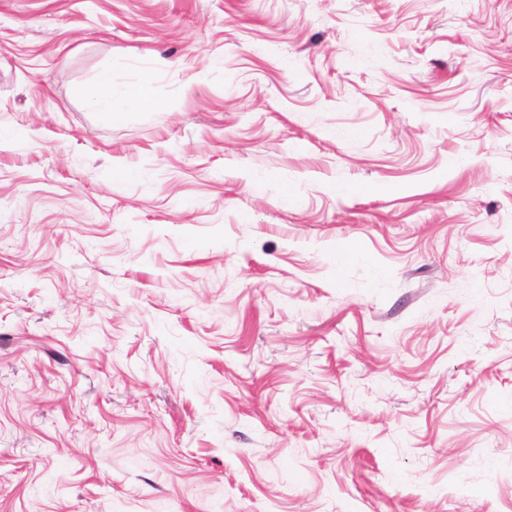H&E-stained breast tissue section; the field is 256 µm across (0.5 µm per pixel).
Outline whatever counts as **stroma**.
I'll use <instances>...</instances> for the list:
<instances>
[{
	"label": "stroma",
	"mask_w": 512,
	"mask_h": 512,
	"mask_svg": "<svg viewBox=\"0 0 512 512\" xmlns=\"http://www.w3.org/2000/svg\"><path fill=\"white\" fill-rule=\"evenodd\" d=\"M0 512H512V0H0ZM112 67L103 63L91 83L84 91L87 104L103 112H119L112 99ZM151 80L146 77L138 83L127 87L123 94V102L138 108H159V103L153 98Z\"/></svg>",
	"instance_id": "stroma-1"
}]
</instances>
